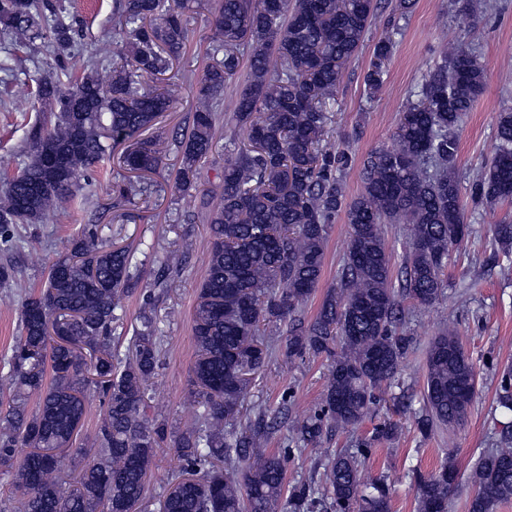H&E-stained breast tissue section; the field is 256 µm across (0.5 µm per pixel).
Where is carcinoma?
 <instances>
[{"label": "carcinoma", "mask_w": 512, "mask_h": 512, "mask_svg": "<svg viewBox=\"0 0 512 512\" xmlns=\"http://www.w3.org/2000/svg\"><path fill=\"white\" fill-rule=\"evenodd\" d=\"M378 0H221L214 13V62L196 87L191 129L168 137L140 132L168 111V94L146 79L170 71L186 50L189 33L180 0H122L119 43L112 68L101 72L71 51L75 30L62 7L43 0H0V31L16 45L36 43L55 54L63 83L36 79L35 104L49 119L29 137L25 160L0 188V234L13 224H41L55 210L78 201L91 168L112 145L130 142L129 171L157 172L175 146L180 166L175 189L190 195L192 210L209 224V261L194 310L196 356L191 425L174 440L186 476L163 497L160 512H278L285 457L256 453L261 428L248 425L227 436L238 417L251 374L270 357L258 341L260 324L294 314L322 278L330 224L343 210L349 237L339 286L327 291L314 321L292 325L285 345L292 358L306 351L333 357L322 413L297 423V441L316 446L323 421L353 425L366 415L382 385L395 380L407 350L396 335L398 296L433 305L441 296L448 252L468 234L460 187L451 171L457 131L486 89L483 63L458 45L440 54L399 118L391 146L368 155L362 190L344 201L337 172L344 158L324 151L345 65L361 49ZM391 36L374 44L365 84L383 85L393 50ZM279 67L272 68V58ZM247 60V79L234 112L249 130L248 147L224 158L219 200L198 190L203 165L213 154L224 85ZM497 149L474 182L476 204L512 201V107L497 116ZM64 156L67 177L46 176L45 144ZM136 205L140 187L115 184ZM406 224L409 252L393 282L382 232ZM172 256L160 262L154 286L165 288L178 269ZM134 255L98 241L88 228L68 252L49 265L43 288L21 302V335L0 376V469L21 491V512H132L146 497L145 477L165 439V424L148 416L150 388L160 367L156 316L144 311L131 355L112 351V325L123 295L137 290ZM341 337L340 350L331 344ZM422 425L462 422L475 396V370L454 329L446 324L426 359ZM101 395L104 411L77 485L59 466L86 415L85 392ZM36 408L28 410L30 398ZM502 448L482 455L472 473L468 512H494L512 499V425ZM225 463L237 468L228 474ZM334 512H390L387 488L366 483L352 455L324 469ZM457 469L453 459L418 479V512H448Z\"/></svg>", "instance_id": "cac0c4a2"}]
</instances>
